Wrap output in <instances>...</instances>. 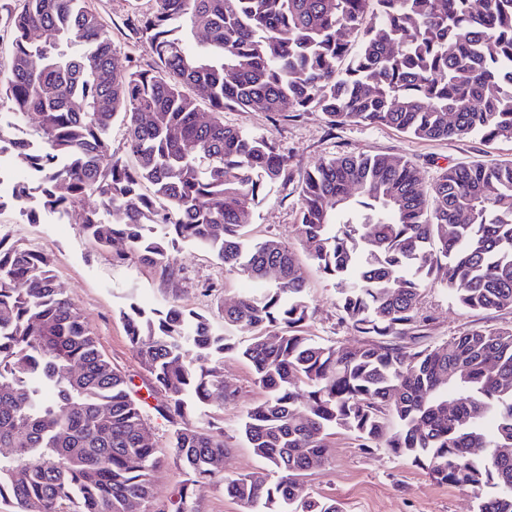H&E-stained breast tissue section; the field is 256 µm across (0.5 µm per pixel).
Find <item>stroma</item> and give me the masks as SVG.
<instances>
[{"mask_svg": "<svg viewBox=\"0 0 512 512\" xmlns=\"http://www.w3.org/2000/svg\"><path fill=\"white\" fill-rule=\"evenodd\" d=\"M96 3L109 21L113 42L139 65H146L150 60L146 47L124 24L126 0ZM224 122L273 139L289 155L288 175L283 182L264 190L250 233L256 239L275 237L293 243L308 276L307 301L313 312L309 332L321 343L353 345L357 337L339 320L337 290L332 281L317 272L306 246L297 241L296 186L302 174L322 160L342 154H396L411 160L429 183L440 168L448 165L512 157L509 140L488 146L476 137L422 141L376 125L347 123L333 128L319 112L274 120L265 112L228 111ZM0 236L50 254L58 287L86 317L100 351L130 380L135 397L143 403L151 443L161 452H168L172 427L153 409L155 400L148 394L150 378L128 343L119 312L132 302L148 310L176 304L206 315L216 330L227 331L243 346L249 343L250 333L225 327L224 309L249 290V283L227 273L209 250L189 242L179 243L172 252L175 277L160 276L152 267L125 257L126 247L121 242L109 247L97 245L84 234L76 215L63 212L45 215L42 223L31 224L19 210L7 209L0 214ZM418 308L427 320V341L434 345L477 326H512V311L465 310L436 282L423 290ZM222 365L225 379L238 389L237 400L196 408L190 418L198 424L210 416L222 421L228 446L225 473L251 472L262 463L238 429L247 409L262 393L243 359L228 355ZM332 442L329 463L307 478L304 490L323 500H335L341 512H476V499L470 492L436 483L410 460L382 452L367 453L348 434L333 436Z\"/></svg>", "mask_w": 512, "mask_h": 512, "instance_id": "obj_1", "label": "stroma"}]
</instances>
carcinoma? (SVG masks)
Wrapping results in <instances>:
<instances>
[{
  "instance_id": "obj_1",
  "label": "carcinoma",
  "mask_w": 512,
  "mask_h": 512,
  "mask_svg": "<svg viewBox=\"0 0 512 512\" xmlns=\"http://www.w3.org/2000/svg\"><path fill=\"white\" fill-rule=\"evenodd\" d=\"M126 25L148 49L145 68L121 63L92 0H0L11 37L0 103L17 118L38 114L43 143L30 153L0 124V155L38 171L11 204L35 193L48 212L76 210L98 245L122 241L169 278L174 235L272 287L224 309V324L253 333L243 349L178 305L120 312L162 397L155 411L174 426L167 457L130 381L57 287L49 254L0 237V448L10 449L0 502L151 512L152 474L170 459L190 479L169 512H200L204 484L242 512H339L298 486L344 432L470 491L477 512H512V327L435 346L418 333L421 291L435 280L463 309L512 310V158L456 163L428 187L398 155H342L307 172L296 236L360 337L324 344L308 332L292 247L247 240L288 156L224 125L226 110L321 112L334 127L424 141L512 140V0H127ZM118 117L131 163L112 153ZM229 352L263 391L240 426L263 467L239 475L224 474V426L187 414L190 403L236 399L221 368ZM490 485L499 493L483 495Z\"/></svg>"
}]
</instances>
